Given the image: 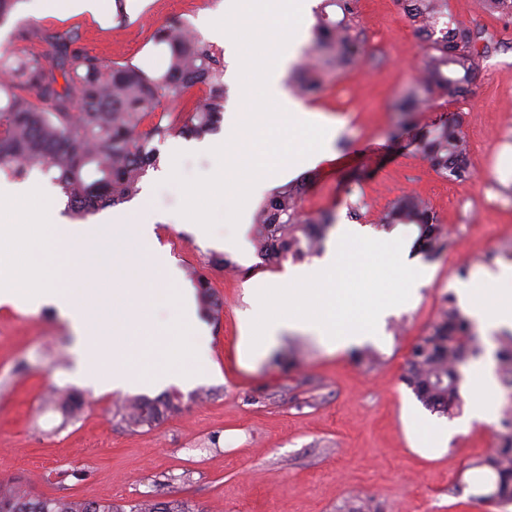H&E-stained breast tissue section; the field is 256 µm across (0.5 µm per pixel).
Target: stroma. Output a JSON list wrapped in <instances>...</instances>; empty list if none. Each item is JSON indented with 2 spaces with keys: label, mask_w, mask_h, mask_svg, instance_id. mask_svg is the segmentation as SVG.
Wrapping results in <instances>:
<instances>
[{
  "label": "stroma",
  "mask_w": 512,
  "mask_h": 512,
  "mask_svg": "<svg viewBox=\"0 0 512 512\" xmlns=\"http://www.w3.org/2000/svg\"><path fill=\"white\" fill-rule=\"evenodd\" d=\"M101 16L67 15L23 0L0 26V51L21 48L18 33L73 31L77 48L108 61L134 59L163 66L166 46L157 28L181 22L202 38L224 16L226 0H144L132 11L100 0ZM453 19L472 33L493 35L467 96L435 99L402 119L390 103L409 82L422 41L399 0H358L359 23L373 63L329 74L322 93L303 100L331 127L315 160L280 168L244 208L237 226L216 225L204 246L178 210L179 187L165 182L175 149L159 147L130 202L91 216L94 224L136 215L154 227L151 249L167 276L193 287L195 270L210 285L214 306L199 319L211 336L219 377L191 387H149L147 398L170 395L178 410L156 426L128 428L116 413L123 396L99 391L90 372H78L76 337L54 307L27 312L0 306V480L19 479L43 497L129 505L146 497L185 501L194 512H342L374 498L381 512H512L484 500L485 484L470 469L496 447L512 393L492 398L493 421L431 414L404 383L409 351L436 318L442 300L458 293L466 275L512 265V16L485 12L480 0H448ZM460 115L471 144L467 181L439 176L410 143V127ZM307 178L304 211L333 212L352 229H386L379 214L407 193L426 199L449 230L447 250L427 261L418 299L387 320L382 336L364 343L374 365L351 352H331L310 336L289 334L278 362L238 363L239 322L253 280L283 274L286 263H264L253 243L254 216L274 189ZM243 238V250L223 240ZM76 390L84 404L71 423L53 404L55 392ZM447 432L430 449L414 420Z\"/></svg>",
  "instance_id": "1"
}]
</instances>
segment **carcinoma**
Segmentation results:
<instances>
[{
    "label": "carcinoma",
    "mask_w": 512,
    "mask_h": 512,
    "mask_svg": "<svg viewBox=\"0 0 512 512\" xmlns=\"http://www.w3.org/2000/svg\"><path fill=\"white\" fill-rule=\"evenodd\" d=\"M354 0H324L314 39L297 66L296 92L315 97L330 72L345 73L368 56L356 22ZM424 46L416 75L393 102L395 112H419L435 97L466 95L482 56L469 31L448 15V0H401ZM27 45L0 54V172L23 181L35 169L51 176L65 199V212L85 219L131 201L156 167L158 145L174 135L203 138L217 132L224 112V50L174 22L159 28L155 43L169 50L166 69L128 59L106 62L73 47L69 32H22ZM206 93L191 104L196 84ZM417 149L442 177H469L468 147L460 116L441 119L416 134ZM304 185L270 194L255 216V243L264 260L301 259L323 250L335 216L302 212ZM379 223L413 225L416 244L428 259L448 248V238L429 204L412 195L397 199ZM472 323L448 297L431 325L411 347L406 386L429 412L449 418L462 406L460 366L473 356ZM501 381L512 388V336L498 354ZM178 410L169 397L134 398L122 407L129 428L153 427ZM498 448L471 467L495 481L494 499L512 504V410ZM0 512H191L180 500L138 501L129 509L93 500L37 498L22 483L0 481Z\"/></svg>",
    "instance_id": "cac0c4a2"
}]
</instances>
